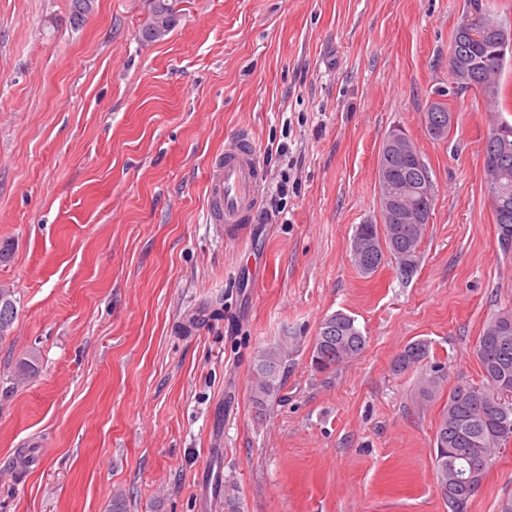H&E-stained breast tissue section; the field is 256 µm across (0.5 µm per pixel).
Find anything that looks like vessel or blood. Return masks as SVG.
Instances as JSON below:
<instances>
[{"label":"vessel or blood","mask_w":512,"mask_h":512,"mask_svg":"<svg viewBox=\"0 0 512 512\" xmlns=\"http://www.w3.org/2000/svg\"><path fill=\"white\" fill-rule=\"evenodd\" d=\"M261 179L253 139L248 130H240L210 168L212 221L231 229L249 223L258 206Z\"/></svg>","instance_id":"1"}]
</instances>
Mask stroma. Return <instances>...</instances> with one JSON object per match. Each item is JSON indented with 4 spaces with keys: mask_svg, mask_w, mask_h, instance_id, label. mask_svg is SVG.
I'll list each match as a JSON object with an SVG mask.
<instances>
[{
    "mask_svg": "<svg viewBox=\"0 0 512 512\" xmlns=\"http://www.w3.org/2000/svg\"><path fill=\"white\" fill-rule=\"evenodd\" d=\"M0 0V512H450L434 480L440 410L512 307L482 148L481 95L448 97L467 0H175L142 41L150 0ZM447 100V138L424 113ZM264 171L243 240L209 223L208 169L239 129ZM403 129L431 170V219L410 279L362 276L356 225L378 216L377 160ZM284 210L264 218L274 199ZM343 312L364 352L321 374L310 350ZM297 340L284 399L251 402L258 351ZM424 340L420 367L396 357ZM39 357L35 376L14 365ZM444 368L433 399L419 378ZM512 502V445L467 512ZM14 289L0 284V340L6 338L17 317Z\"/></svg>",
    "mask_w": 512,
    "mask_h": 512,
    "instance_id": "obj_1",
    "label": "stroma"
}]
</instances>
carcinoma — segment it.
Here are the masks:
<instances>
[{
	"mask_svg": "<svg viewBox=\"0 0 512 512\" xmlns=\"http://www.w3.org/2000/svg\"><path fill=\"white\" fill-rule=\"evenodd\" d=\"M492 15L485 0H469L468 10L455 27L451 42H456L461 30L468 49L458 66L459 76L453 78L452 95L477 92L490 102L502 105L506 101L501 75L506 66L512 67V52L493 56L494 35L483 24ZM166 17L176 23L173 0H151L150 16L141 31L146 42L157 39L153 33L157 20ZM428 134L435 139L448 136L452 113L446 102H432L424 114ZM496 156L498 169L486 175V193L491 200L493 216L502 249H512V124L491 126L483 148V158ZM421 178L414 165L400 168L397 188L409 187ZM425 224H359L355 227L351 252L355 267L364 275L375 273L386 260L395 263L401 278L408 279L417 270L419 247ZM17 317L14 289L0 284V340L7 337ZM366 336L355 318L336 312L325 317L319 326L310 351L315 371L329 373L337 365L358 357L366 348ZM294 337L284 336L278 342L259 351L253 366L251 401L259 411H265L280 399L283 375L288 358L294 351ZM429 353L424 340L405 347L394 362L401 372L421 363ZM481 370V382L459 381L448 390V400L440 413L434 440V476L437 487L448 501L452 512H466L468 501L479 490L492 464L496 450L512 442V400L495 395L496 386L512 385V308L493 316L482 328L475 348ZM440 369L424 375L418 384V395L434 396L443 376ZM485 459L484 471L472 483L448 484V466L461 476L470 475L477 456ZM225 512H240L239 491L232 481L221 486Z\"/></svg>",
	"mask_w": 512,
	"mask_h": 512,
	"instance_id": "obj_1",
	"label": "carcinoma"
}]
</instances>
